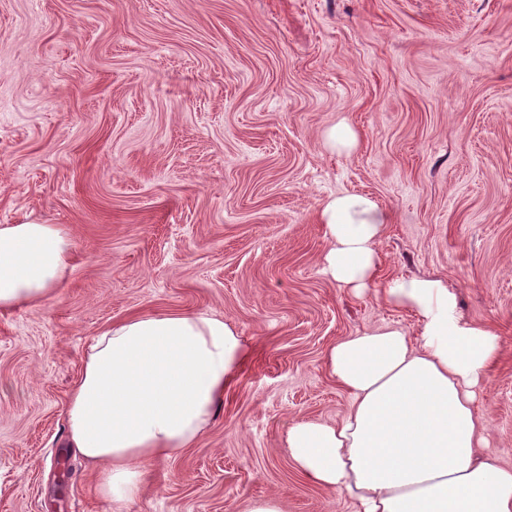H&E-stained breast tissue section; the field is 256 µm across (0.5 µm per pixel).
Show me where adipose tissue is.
Wrapping results in <instances>:
<instances>
[{
    "mask_svg": "<svg viewBox=\"0 0 512 512\" xmlns=\"http://www.w3.org/2000/svg\"><path fill=\"white\" fill-rule=\"evenodd\" d=\"M319 221L324 273L356 295L377 287L391 213L343 195L323 204ZM70 261L63 227L1 225L0 315L51 297ZM381 296L411 311L418 331L386 324L330 347L326 367L349 409L333 426H289L297 469L343 496L349 512H512V467L486 453L476 407L499 337L459 314L442 279L401 278ZM247 357L236 331L209 311L134 315L95 338L69 396V445L97 466L115 512L140 498L149 462L198 441Z\"/></svg>",
    "mask_w": 512,
    "mask_h": 512,
    "instance_id": "obj_1",
    "label": "adipose tissue"
}]
</instances>
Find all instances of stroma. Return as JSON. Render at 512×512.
<instances>
[{"instance_id":"stroma-1","label":"stroma","mask_w":512,"mask_h":512,"mask_svg":"<svg viewBox=\"0 0 512 512\" xmlns=\"http://www.w3.org/2000/svg\"><path fill=\"white\" fill-rule=\"evenodd\" d=\"M344 194L393 215L379 287L445 279L498 334L478 408L512 465V0H0V225L72 240L54 298L0 316V512H105L70 391L99 333L166 310L222 315L251 357L131 512H348L287 429L346 413L337 340L418 326L322 274Z\"/></svg>"}]
</instances>
